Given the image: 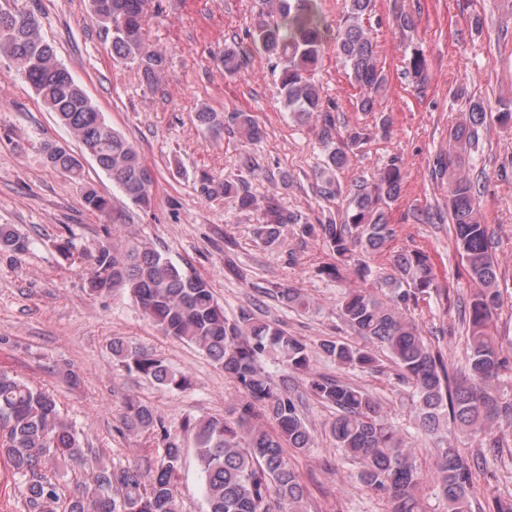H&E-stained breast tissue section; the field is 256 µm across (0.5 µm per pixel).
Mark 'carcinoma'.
<instances>
[{"label": "carcinoma", "instance_id": "obj_1", "mask_svg": "<svg viewBox=\"0 0 512 512\" xmlns=\"http://www.w3.org/2000/svg\"><path fill=\"white\" fill-rule=\"evenodd\" d=\"M267 2L272 9L255 19L253 43L281 64L279 96L284 108L299 119L306 118L321 111L320 90L312 80L326 32L318 0ZM146 5L147 0H90L95 21L111 34L112 59L135 66L150 88L166 59L145 37ZM371 6L372 0H349L336 38L342 63L355 83L369 91L358 102L363 112L372 111V94L385 83L376 64V45L362 25ZM2 53L42 107L54 113L79 143L78 153L53 141L41 144L40 151L47 167L82 184L84 208L91 213L112 209V200L85 181L83 159L87 157L112 177L128 201L149 205L156 186L154 173L58 61L34 16L0 7ZM221 65L227 73L239 72L247 67L248 54L229 45ZM425 70L424 54L414 51L408 73L421 81ZM485 119L480 103L469 104L465 119L448 133V162L476 145L478 128ZM196 121L207 130L227 121L248 142L262 136V129L246 112H232L224 118L202 109ZM348 163L345 147L328 152L320 172L323 194H336V172ZM403 183L404 170L394 159L378 170L372 187L359 185L351 191L342 224H306L300 215L270 203L255 236L264 247L273 249L281 244L290 224L302 238L319 233L336 255V262L323 266L320 274L339 280L350 271L356 280L390 292V302L384 304L367 288H349L338 303L339 315L356 336L380 348L397 367L399 381L412 390L414 428L445 443L437 449L434 488L446 512H474L475 459L446 442L453 426L488 434L496 417L512 416V406L499 408L492 390L500 373L512 368V361L502 356L491 334L500 300L498 265L491 253L488 227L479 216L476 185L448 173V214L456 250L469 279L479 286L460 310L469 344L465 366L469 385L465 386L452 379L447 353L429 342L409 316L411 305L439 291L429 256L418 250L396 253L394 276H384L360 259L363 254L384 251L396 239L389 207L400 196ZM200 192L209 199L230 200L240 210L256 206L248 190L224 179L203 176ZM30 246V238L15 225L0 224V256L16 259ZM88 288L95 293L128 289L164 335L197 347L242 392V399L225 416L189 419L184 425L203 480L206 512H304V489L286 452L308 451L315 437L301 416L299 400L288 394L286 380L276 382L262 366L267 359L286 372L304 376L312 395L336 408L329 433L335 446L359 463L360 483L386 498L390 512H415L413 492L420 472L409 431L388 416L380 398L338 377L317 374L311 367L313 356L318 355L341 369L377 372L380 359L372 350L333 336L310 346L251 307L241 308L229 320L209 281L186 274L143 242L120 247L112 242L101 244L92 256ZM270 295L298 312L313 308L297 288H275ZM109 350L112 359L129 373L171 390L185 391L191 385L164 358L121 337L112 338ZM125 418L130 428L161 437L160 459L122 468L103 462L100 454L85 446L76 426L62 417L52 394L0 369V457L7 459L19 478L28 512H181L173 476L184 455L183 444L145 403L127 401ZM70 466L86 467L90 476L83 489L64 502L57 475L59 468Z\"/></svg>", "mask_w": 512, "mask_h": 512}]
</instances>
